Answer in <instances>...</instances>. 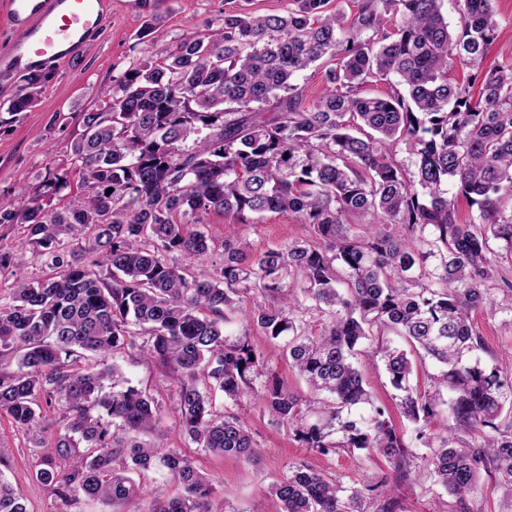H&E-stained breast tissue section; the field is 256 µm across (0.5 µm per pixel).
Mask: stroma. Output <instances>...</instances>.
Listing matches in <instances>:
<instances>
[{
  "mask_svg": "<svg viewBox=\"0 0 512 512\" xmlns=\"http://www.w3.org/2000/svg\"><path fill=\"white\" fill-rule=\"evenodd\" d=\"M160 29L153 41L143 44L146 56L160 58L174 41L193 33H204L208 21L224 9V0H150ZM142 16L126 7L124 0H112V16L88 42L75 61L51 65L52 77L38 104L18 121L6 122L9 97L0 95V195L16 203L26 201V191L43 176L46 168L70 165V145L83 131L80 114L102 106L101 90L129 65ZM214 251L204 261L206 269L219 263L224 240L234 236L261 251L309 235L308 226L290 214H266L260 223L229 226L223 214L206 220ZM495 310L476 312L473 321L483 337L484 364L493 365L512 357V290L496 287ZM125 376L160 404L155 426L164 443L192 457L215 489L211 512H266V489L287 474L291 464L304 462L346 485H363L379 477L394 478L389 462L377 455L339 452L323 456L307 452L288 428L271 425L258 401L248 398L236 411L251 429L262 453L257 460L214 454L198 448L174 427L171 412L175 388L154 364L126 352L111 355ZM356 366L366 380L376 405L395 414V423L411 445L414 457L409 480L400 482L398 495L407 512H442L448 496L434 485L426 459L431 451L414 441L413 425L396 414L394 391L378 357L359 354ZM49 449L35 448L8 416H0V476L8 480L27 500L29 512H59L61 502L52 487L36 481L35 471L46 462Z\"/></svg>",
  "mask_w": 512,
  "mask_h": 512,
  "instance_id": "stroma-1",
  "label": "stroma"
}]
</instances>
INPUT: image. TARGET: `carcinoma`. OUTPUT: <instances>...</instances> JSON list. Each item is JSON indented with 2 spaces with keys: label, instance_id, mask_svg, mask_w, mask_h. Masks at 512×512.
I'll return each instance as SVG.
<instances>
[{
  "label": "carcinoma",
  "instance_id": "1",
  "mask_svg": "<svg viewBox=\"0 0 512 512\" xmlns=\"http://www.w3.org/2000/svg\"><path fill=\"white\" fill-rule=\"evenodd\" d=\"M441 2L357 0L349 16L339 0H286L272 13L224 0L206 34L112 80L105 106L81 115L68 169L47 171L21 206L0 199V225L25 228L20 249L0 246V271L28 254L53 271L17 280L0 301V411L34 447L53 449L56 461L35 478L63 505H130L139 493L129 472H160L181 494L129 512H211L214 488L194 461L141 440L157 407L107 362L117 351L169 375L175 427L199 448L260 454L243 419L216 408L219 391L235 404L255 397L312 451L365 450L406 478L409 444L352 363L365 347L458 512L484 475L512 503V422L502 425L512 361H481L472 319L497 281L491 242L512 255V211L501 208L512 199V62L484 69L494 0H460L454 27ZM454 62L474 70L470 82L448 78ZM315 63L327 87L308 102L294 79ZM391 76L386 97L362 95ZM50 79L24 75L12 116ZM401 145L408 166L396 159ZM74 187L77 198L58 206ZM459 195L476 207L466 223ZM213 212L233 226L292 213L311 235L260 253L227 238L210 272L196 263L213 251L204 231ZM252 292L262 300L231 339L224 325ZM311 311L326 316L315 335ZM252 329L284 341L309 395L288 389L250 343ZM389 336L434 362L429 388L411 384L415 365ZM86 353L100 368L78 363ZM55 403L64 406L56 427L45 412ZM443 408L453 425L433 433ZM385 486L346 487L297 463L268 488V512H402ZM0 512H29L1 475Z\"/></svg>",
  "mask_w": 512,
  "mask_h": 512
}]
</instances>
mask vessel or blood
Here are the masks:
<instances>
[{
    "label": "vessel or blood",
    "mask_w": 512,
    "mask_h": 512,
    "mask_svg": "<svg viewBox=\"0 0 512 512\" xmlns=\"http://www.w3.org/2000/svg\"><path fill=\"white\" fill-rule=\"evenodd\" d=\"M112 15V0H7L0 24L13 38L0 51V84L78 55L102 22Z\"/></svg>",
    "instance_id": "vessel-or-blood-1"
}]
</instances>
